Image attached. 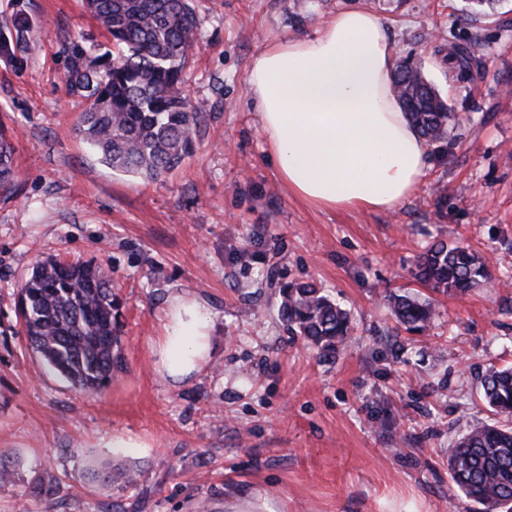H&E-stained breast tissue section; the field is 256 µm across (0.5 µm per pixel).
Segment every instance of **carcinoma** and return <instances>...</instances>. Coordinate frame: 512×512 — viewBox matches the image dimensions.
I'll list each match as a JSON object with an SVG mask.
<instances>
[{"label":"carcinoma","instance_id":"carcinoma-1","mask_svg":"<svg viewBox=\"0 0 512 512\" xmlns=\"http://www.w3.org/2000/svg\"><path fill=\"white\" fill-rule=\"evenodd\" d=\"M89 12L107 32L112 49L100 55L67 47L70 87L85 100L76 131L108 166L147 180L178 168L194 151V133L204 113L190 107L182 90L187 62L197 43L191 0H87ZM497 0H468V21L494 10ZM35 23L14 12L0 24V57L16 48ZM448 74L474 79L483 65L479 33L437 48ZM393 91L417 131L428 142L450 143L460 117L427 79L422 63L404 61L392 75ZM15 147L0 131V189L15 176ZM415 277L434 291L464 293L490 279L487 259L468 245H432L416 260ZM288 329L322 352H334L351 330L348 312L311 282L284 283L278 292ZM20 314L29 347L43 364L81 393L98 394L119 363L116 297L110 271L86 263L45 259L19 289ZM397 323L423 331L437 314L434 303L412 295L391 298ZM480 397L501 424L471 428L454 444L448 470L466 500L483 512H502L512 501V367L490 368ZM140 471L110 463L87 472L109 491L117 481L137 483Z\"/></svg>","mask_w":512,"mask_h":512}]
</instances>
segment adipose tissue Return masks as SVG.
<instances>
[{
  "label": "adipose tissue",
  "mask_w": 512,
  "mask_h": 512,
  "mask_svg": "<svg viewBox=\"0 0 512 512\" xmlns=\"http://www.w3.org/2000/svg\"><path fill=\"white\" fill-rule=\"evenodd\" d=\"M393 49L371 10H342L308 37H282L256 55L246 78L270 157L291 194L322 210L388 212L421 184L429 144L391 92ZM161 377L179 383L213 355L210 318L174 296L151 346Z\"/></svg>",
  "instance_id": "1"
}]
</instances>
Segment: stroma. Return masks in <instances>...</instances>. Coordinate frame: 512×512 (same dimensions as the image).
Segmentation results:
<instances>
[{
  "instance_id": "stroma-1",
  "label": "stroma",
  "mask_w": 512,
  "mask_h": 512,
  "mask_svg": "<svg viewBox=\"0 0 512 512\" xmlns=\"http://www.w3.org/2000/svg\"><path fill=\"white\" fill-rule=\"evenodd\" d=\"M200 41L185 92L205 114L195 151L148 181L113 170L79 140L66 48L107 43L84 0H0L41 31L0 59V123L17 175L0 194V512H468L448 475L455 439L493 421L479 398L492 365H512V0L459 19L461 0H193ZM373 10L396 58L424 65L462 118L432 146L425 181L391 213L324 211L291 196L245 78L278 37L314 34L330 14ZM480 32L475 82L447 79L436 45ZM486 254L488 283L433 295L411 270L432 244ZM54 255L112 272L120 363L80 394L26 347L17 289ZM279 281H313L351 315L330 354L282 321ZM435 297L423 332L388 297ZM202 300L214 354L180 383L151 345L175 295ZM135 448H116L113 436ZM133 465L135 488L101 491L84 473Z\"/></svg>"
}]
</instances>
